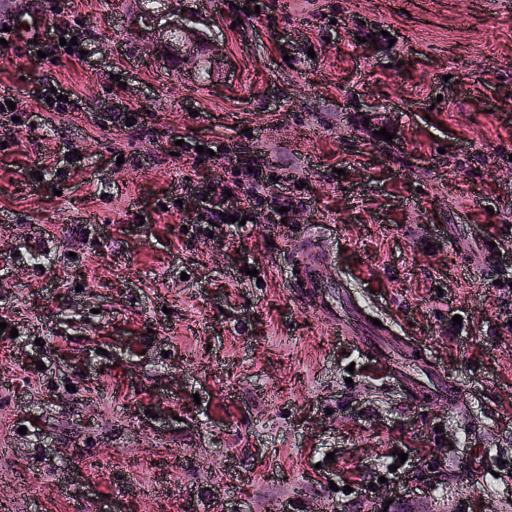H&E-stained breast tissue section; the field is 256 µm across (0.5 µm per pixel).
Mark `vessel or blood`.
I'll return each instance as SVG.
<instances>
[{
	"instance_id": "obj_1",
	"label": "vessel or blood",
	"mask_w": 512,
	"mask_h": 512,
	"mask_svg": "<svg viewBox=\"0 0 512 512\" xmlns=\"http://www.w3.org/2000/svg\"><path fill=\"white\" fill-rule=\"evenodd\" d=\"M329 257L330 252L317 229L309 228L301 233L296 254L292 258L298 280L294 288L295 296L309 311L334 321L338 335H361L360 347L363 352L375 357L381 356L383 348L377 344L376 339L386 335V328L371 323L360 326L355 320L338 317L336 302L347 299L348 291L344 283L330 282L321 277V266ZM396 378L401 391L411 402H421L439 391L446 395L449 406L455 407L459 404L456 383L444 376H436L430 386L422 384L413 373L406 370L398 371Z\"/></svg>"
}]
</instances>
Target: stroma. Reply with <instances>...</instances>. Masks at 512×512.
Returning a JSON list of instances; mask_svg holds the SVG:
<instances>
[{
    "label": "stroma",
    "instance_id": "35a3bbf8",
    "mask_svg": "<svg viewBox=\"0 0 512 512\" xmlns=\"http://www.w3.org/2000/svg\"><path fill=\"white\" fill-rule=\"evenodd\" d=\"M11 2L0 512H512V274L480 266L483 240L512 254V0H185L223 42L204 84L143 54L139 0ZM39 15L78 54L35 59ZM61 151L79 172L30 175ZM248 156L287 188L285 223L265 197L245 224L184 225V196H247ZM305 226L406 363L465 385V416L411 404L300 307L286 231Z\"/></svg>",
    "mask_w": 512,
    "mask_h": 512
}]
</instances>
